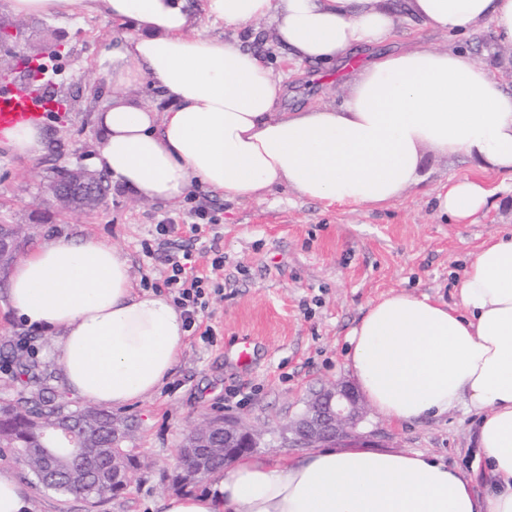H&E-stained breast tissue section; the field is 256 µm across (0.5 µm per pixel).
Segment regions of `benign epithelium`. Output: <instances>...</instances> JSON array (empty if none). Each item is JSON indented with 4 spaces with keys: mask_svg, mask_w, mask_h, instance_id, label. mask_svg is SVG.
I'll return each instance as SVG.
<instances>
[{
    "mask_svg": "<svg viewBox=\"0 0 512 512\" xmlns=\"http://www.w3.org/2000/svg\"><path fill=\"white\" fill-rule=\"evenodd\" d=\"M102 176L86 172L60 169L51 186L52 197L60 205L78 209L86 201L102 202L108 193ZM27 246V238L0 228V273L10 270L17 255ZM364 407L358 393L346 383H338L307 400L298 420L288 428L293 441L312 448L349 437L364 418ZM224 435V466L228 467L244 451L259 448L256 433L243 427L237 420L226 417L205 425L201 433L212 436ZM213 448L195 449L196 476L203 477Z\"/></svg>",
    "mask_w": 512,
    "mask_h": 512,
    "instance_id": "benign-epithelium-1",
    "label": "benign epithelium"
}]
</instances>
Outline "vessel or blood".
Wrapping results in <instances>:
<instances>
[{
    "instance_id": "vessel-or-blood-1",
    "label": "vessel or blood",
    "mask_w": 512,
    "mask_h": 512,
    "mask_svg": "<svg viewBox=\"0 0 512 512\" xmlns=\"http://www.w3.org/2000/svg\"><path fill=\"white\" fill-rule=\"evenodd\" d=\"M49 86L20 81L0 87V138L19 124H38L57 107Z\"/></svg>"
}]
</instances>
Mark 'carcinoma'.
Here are the masks:
<instances>
[{
  "mask_svg": "<svg viewBox=\"0 0 512 512\" xmlns=\"http://www.w3.org/2000/svg\"><path fill=\"white\" fill-rule=\"evenodd\" d=\"M68 420L79 422L75 438H84L89 448L101 449L97 459L90 462L94 473L80 484L64 478L74 467L85 464L72 455V449L59 448L51 458L37 452L45 434ZM134 432V421L117 417L105 407L74 408L63 397H47L42 390L29 396L21 390L0 395V453L11 455L25 475L36 481L45 470H57L61 478L51 484V489L75 500L80 499L84 491L106 498L124 490L127 472L139 465L137 458L125 448ZM193 464L192 457L178 460L173 478L175 486L189 485L185 473Z\"/></svg>",
  "mask_w": 512,
  "mask_h": 512,
  "instance_id": "1",
  "label": "carcinoma"
}]
</instances>
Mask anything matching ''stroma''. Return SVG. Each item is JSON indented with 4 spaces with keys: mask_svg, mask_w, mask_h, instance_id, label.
Wrapping results in <instances>:
<instances>
[{
    "mask_svg": "<svg viewBox=\"0 0 512 512\" xmlns=\"http://www.w3.org/2000/svg\"><path fill=\"white\" fill-rule=\"evenodd\" d=\"M0 25L22 28L17 47L39 55L37 83L50 84L66 104L44 121L46 150L40 157L22 158L0 145V224L32 225L37 247L63 236L95 237L127 259L138 284L146 275L160 278L166 251L190 246L182 230L158 239L156 224L196 223L201 208L218 219L217 247L224 258L216 270L209 259L197 263L210 274L204 320L215 329L213 340L188 334L167 382L119 410L139 421L128 448L142 465L130 474L126 490L91 505L37 486L29 512H161L162 500L174 492L177 450L190 427L209 415L233 416L276 438L311 392L349 381L348 335L372 302L405 291L460 308V281L473 254L490 236L512 229V172L484 171L466 157L436 154L425 157L421 183L385 207L327 208L287 187L229 202L201 186L170 203L144 201L116 186L91 211L53 206L44 187L56 171L92 167L102 139L97 117L112 99L100 61L131 28L84 9L18 18L5 0ZM415 41L466 48L493 69L506 56L490 31L448 39L400 20L397 45ZM250 45L288 88L290 105L340 103L343 68L288 63L265 22L251 26ZM465 178L490 191L488 207L474 223L444 222L434 208V192ZM22 336L30 337L35 350L31 363L53 368L55 334L31 332L13 317L8 291L0 288V364L11 362ZM242 337L252 341L246 368L235 359ZM476 421L456 410L400 425L371 413L341 445L434 454L470 476L479 491L489 475L474 465Z\"/></svg>",
    "mask_w": 512,
    "mask_h": 512,
    "instance_id": "obj_1",
    "label": "stroma"
}]
</instances>
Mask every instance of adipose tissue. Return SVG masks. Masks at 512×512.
I'll use <instances>...</instances> for the list:
<instances>
[{
	"mask_svg": "<svg viewBox=\"0 0 512 512\" xmlns=\"http://www.w3.org/2000/svg\"><path fill=\"white\" fill-rule=\"evenodd\" d=\"M80 4L134 29L108 53L113 96L92 162L143 200L175 201L196 185L246 200L285 185L327 207H384L420 182L430 151L512 172V85L460 49H380L402 15L446 36L488 27L512 45V0H203L209 18L245 34L270 21L273 42L298 64L333 67L375 47L340 104L292 111L257 53L195 33L191 0H8V9L50 16ZM145 81L168 100L165 112L126 95ZM489 197L459 179L434 201L464 224ZM8 294L27 326L59 333L53 359L67 391L106 408L158 391L185 344L172 297L136 290L127 260L90 237L32 251ZM460 296L458 311L403 291L372 303L350 334L347 366L387 421L479 414L493 478L484 493L429 454L327 447L240 456L211 474L207 492L168 495L162 512H512V236L480 246Z\"/></svg>",
	"mask_w": 512,
	"mask_h": 512,
	"instance_id": "obj_1",
	"label": "adipose tissue"
}]
</instances>
